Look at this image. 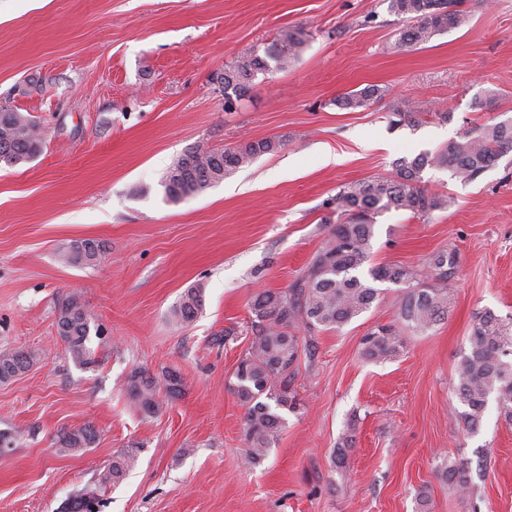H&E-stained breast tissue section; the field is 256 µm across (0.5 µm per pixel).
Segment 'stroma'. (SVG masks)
Here are the masks:
<instances>
[{
	"instance_id": "obj_1",
	"label": "stroma",
	"mask_w": 512,
	"mask_h": 512,
	"mask_svg": "<svg viewBox=\"0 0 512 512\" xmlns=\"http://www.w3.org/2000/svg\"><path fill=\"white\" fill-rule=\"evenodd\" d=\"M465 6L469 26L399 50L388 0H0V109L36 120L44 141L30 162L0 165V349L37 354L0 382V432L15 437L0 450V512H60L134 443L132 470L101 486L102 512H512V424L492 401L479 432H464L453 394L475 314H512V154L473 181L426 169L447 209L377 218L371 265L423 272L433 254H454L447 318L406 333L398 356L365 359L362 337L397 321L406 289L383 282L340 330L301 333L298 406L254 466L231 389L254 294L303 274L341 186L390 175L463 125L512 119V0ZM286 28L306 35L299 59L257 73L225 111L216 75ZM372 84L388 95L335 106ZM489 88L495 102L476 107ZM404 104L430 113L392 126ZM265 138L281 140L278 152L204 193L166 197L162 177L187 149ZM82 240L104 246L105 262L62 264ZM191 288L203 311L174 325L170 310ZM73 295L104 331L87 366L56 330ZM136 370L176 371L181 391L142 415L125 391ZM84 426L92 447L61 449L60 436ZM458 458L472 463L466 499L438 475ZM388 94L386 87L369 85L360 90L350 91L336 98L334 104L339 109L356 111L383 99Z\"/></svg>"
}]
</instances>
